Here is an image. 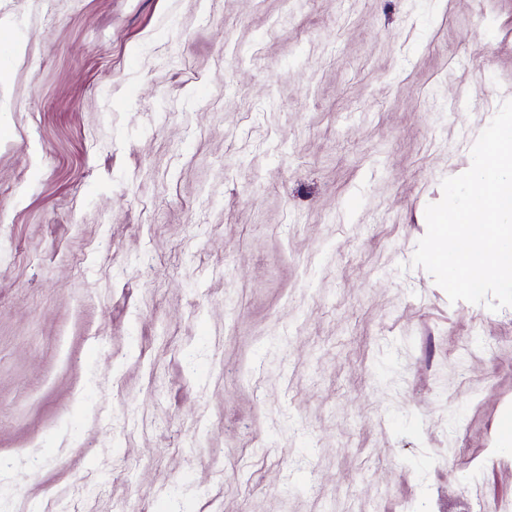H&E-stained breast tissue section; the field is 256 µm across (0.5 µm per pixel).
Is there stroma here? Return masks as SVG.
<instances>
[{
    "instance_id": "35a3bbf8",
    "label": "stroma",
    "mask_w": 512,
    "mask_h": 512,
    "mask_svg": "<svg viewBox=\"0 0 512 512\" xmlns=\"http://www.w3.org/2000/svg\"><path fill=\"white\" fill-rule=\"evenodd\" d=\"M512 0H0V512H512V307L412 258Z\"/></svg>"
}]
</instances>
